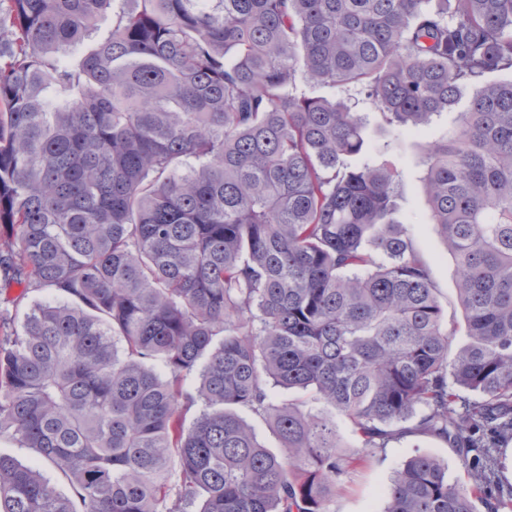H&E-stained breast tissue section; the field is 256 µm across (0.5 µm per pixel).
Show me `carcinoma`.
<instances>
[{
	"instance_id": "obj_1",
	"label": "carcinoma",
	"mask_w": 512,
	"mask_h": 512,
	"mask_svg": "<svg viewBox=\"0 0 512 512\" xmlns=\"http://www.w3.org/2000/svg\"><path fill=\"white\" fill-rule=\"evenodd\" d=\"M109 34L74 61L99 20ZM512 0H0V512H332L412 434L384 512H512ZM398 133L443 112L424 191L468 342L391 215ZM309 390L336 424L271 389ZM290 449L264 448L236 412ZM195 411L191 424L186 415ZM305 89L316 96H323L329 99L343 98L351 103L355 101L356 110L362 113L365 119L366 134L376 147H382L385 142L392 138V130L383 123L380 111L369 100H366L363 95L356 94L354 91L343 92L338 88L329 86ZM237 413L241 418L253 426L258 440L272 453L277 455L288 454V448H284L281 440L276 436L269 423L255 417L245 409H237ZM416 453L431 455L448 468L450 482L470 484V470L454 448L434 437L411 434L391 443L372 460L357 465L345 478L346 488L336 496L331 508L335 512H383L384 488L394 472ZM0 454L10 455L26 465L38 466L43 472L53 479L56 488L60 493H69V486L65 479L59 474L54 475L50 466L40 461L31 449L18 448L13 442L6 439H0Z\"/></svg>"
}]
</instances>
